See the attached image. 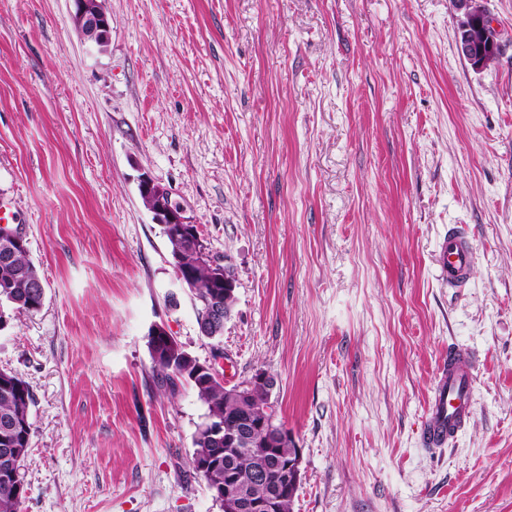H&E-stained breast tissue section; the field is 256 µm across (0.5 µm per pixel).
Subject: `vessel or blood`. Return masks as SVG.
I'll return each mask as SVG.
<instances>
[{"label": "vessel or blood", "mask_w": 512, "mask_h": 512, "mask_svg": "<svg viewBox=\"0 0 512 512\" xmlns=\"http://www.w3.org/2000/svg\"><path fill=\"white\" fill-rule=\"evenodd\" d=\"M473 242L464 231L452 228L439 244L438 276L451 288L467 284L474 266ZM475 362L459 350L449 351L439 365L427 414L421 428L424 446L445 445L463 430L473 415Z\"/></svg>", "instance_id": "obj_1"}]
</instances>
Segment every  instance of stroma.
Masks as SVG:
<instances>
[{
    "label": "stroma",
    "mask_w": 512,
    "mask_h": 512,
    "mask_svg": "<svg viewBox=\"0 0 512 512\" xmlns=\"http://www.w3.org/2000/svg\"><path fill=\"white\" fill-rule=\"evenodd\" d=\"M481 5L501 52L476 70L453 0H108L101 51L73 0H0V199L45 286L0 332L35 397L19 512H220L188 463L205 409L152 375L153 323L212 345L144 172L235 275L224 375L274 377L293 512H512V0ZM452 347L474 413L427 448ZM472 239L457 228L448 229L439 244L438 276L448 288H462L469 281L474 266Z\"/></svg>",
    "instance_id": "1"
}]
</instances>
